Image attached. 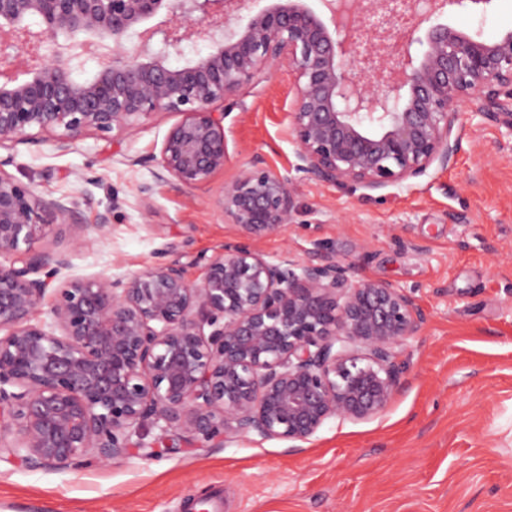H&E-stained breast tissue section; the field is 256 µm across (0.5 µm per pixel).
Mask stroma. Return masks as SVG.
Listing matches in <instances>:
<instances>
[{
	"mask_svg": "<svg viewBox=\"0 0 512 512\" xmlns=\"http://www.w3.org/2000/svg\"><path fill=\"white\" fill-rule=\"evenodd\" d=\"M442 22L491 40L512 29V0ZM291 84L277 71L242 90L224 120L230 163L204 188L155 179L128 157L158 152L178 120L159 114L120 152L88 136L64 154L45 141L17 146L10 171L47 197L77 201L84 223L108 216L104 238L72 255L71 277H124L158 256L180 262L238 241L211 203L240 164L294 160ZM454 164L382 192L303 179L291 224L258 241L265 254L316 248L352 263L361 279L414 291L428 320L405 348V386L377 417L329 420L310 440L231 437L184 442L102 466L29 468L0 457V512H512V139L461 112ZM152 220H145L144 205Z\"/></svg>",
	"mask_w": 512,
	"mask_h": 512,
	"instance_id": "obj_1",
	"label": "stroma"
}]
</instances>
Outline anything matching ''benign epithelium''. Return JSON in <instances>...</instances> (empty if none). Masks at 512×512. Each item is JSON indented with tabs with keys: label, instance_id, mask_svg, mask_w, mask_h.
Listing matches in <instances>:
<instances>
[{
	"label": "benign epithelium",
	"instance_id": "benign-epithelium-1",
	"mask_svg": "<svg viewBox=\"0 0 512 512\" xmlns=\"http://www.w3.org/2000/svg\"><path fill=\"white\" fill-rule=\"evenodd\" d=\"M251 2L0 0V148L46 135L64 153L175 113L159 154L130 162L199 189L231 160L227 103L276 67L293 79L295 148L283 173L254 155L224 182L213 204L244 241L198 258V282L164 260L60 280L72 252L34 244L61 222L88 247L108 217L84 223L74 200L42 196L0 157V454L65 469L173 434L305 442L330 419L378 416L403 389L401 348L427 321L411 292L320 249L271 258L252 241L290 223L301 177L374 191L448 168L463 108L512 132V30L415 36L437 10L495 0H324L322 15ZM189 41L207 53L171 65Z\"/></svg>",
	"mask_w": 512,
	"mask_h": 512
}]
</instances>
